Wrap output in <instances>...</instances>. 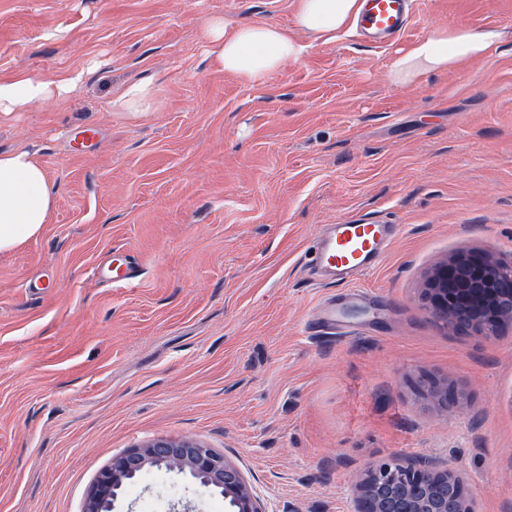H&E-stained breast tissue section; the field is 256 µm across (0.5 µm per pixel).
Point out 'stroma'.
<instances>
[{
    "label": "stroma",
    "instance_id": "obj_1",
    "mask_svg": "<svg viewBox=\"0 0 512 512\" xmlns=\"http://www.w3.org/2000/svg\"><path fill=\"white\" fill-rule=\"evenodd\" d=\"M216 17L304 53L242 82L209 53ZM461 26L503 38L392 81ZM21 74L69 85L0 117V152H35L57 189L42 234L0 255V512H86L113 456L161 438L225 454L268 512H356L354 475L391 458L512 512V325L459 335L422 301L458 251L512 259V0H417L388 46L303 30L293 0H0V81ZM142 80L154 110L113 111ZM359 219L397 227L377 268L321 281L320 226ZM115 254L132 285L102 275ZM324 307L336 331L313 334ZM182 506L224 512L163 469L115 512ZM498 39L499 34L493 30H433L393 61L390 75L396 83L413 84L427 74L446 71L486 54Z\"/></svg>",
    "mask_w": 512,
    "mask_h": 512
}]
</instances>
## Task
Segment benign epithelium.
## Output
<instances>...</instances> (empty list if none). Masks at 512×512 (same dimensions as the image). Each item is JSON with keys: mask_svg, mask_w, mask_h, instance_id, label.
Returning <instances> with one entry per match:
<instances>
[{"mask_svg": "<svg viewBox=\"0 0 512 512\" xmlns=\"http://www.w3.org/2000/svg\"><path fill=\"white\" fill-rule=\"evenodd\" d=\"M432 317L466 336H493L512 325V260H482L458 253L438 265L424 289ZM423 390L448 407V387L431 378ZM185 473L207 491L224 497L228 512H268L238 466L226 456L193 442L159 439L115 457L97 476L88 494L87 512H111L122 487L148 468ZM357 512H463L467 489L452 468L431 461H385L354 481Z\"/></svg>", "mask_w": 512, "mask_h": 512, "instance_id": "1", "label": "benign epithelium"}]
</instances>
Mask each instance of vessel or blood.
Here are the masks:
<instances>
[{"instance_id":"b4317fda","label":"vessel or blood","mask_w":512,"mask_h":512,"mask_svg":"<svg viewBox=\"0 0 512 512\" xmlns=\"http://www.w3.org/2000/svg\"><path fill=\"white\" fill-rule=\"evenodd\" d=\"M359 26L371 42L384 45L407 30L415 0H360ZM394 227L390 224L349 221L324 225L315 239L311 262L323 279L347 282L369 272L388 248Z\"/></svg>"}]
</instances>
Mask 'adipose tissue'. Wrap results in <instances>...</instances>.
Listing matches in <instances>:
<instances>
[{
    "label": "adipose tissue",
    "mask_w": 512,
    "mask_h": 512,
    "mask_svg": "<svg viewBox=\"0 0 512 512\" xmlns=\"http://www.w3.org/2000/svg\"><path fill=\"white\" fill-rule=\"evenodd\" d=\"M293 7L300 28L333 36L352 27L361 4L360 0H294ZM208 28L215 59L224 71L249 84L267 80L304 51L287 29L271 24L234 26L214 18ZM498 39L492 30H433L393 61L390 75L394 82L413 84L486 54ZM50 94L48 84L27 75L0 82V113L10 114ZM55 198L56 189L35 153L25 149L0 153V254L13 252L41 234L51 220Z\"/></svg>",
    "instance_id": "obj_1"
}]
</instances>
